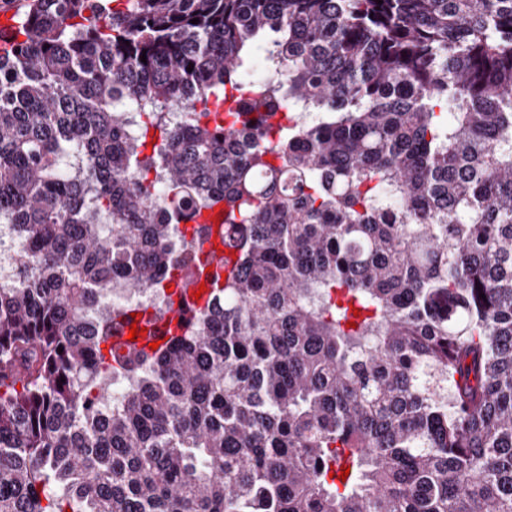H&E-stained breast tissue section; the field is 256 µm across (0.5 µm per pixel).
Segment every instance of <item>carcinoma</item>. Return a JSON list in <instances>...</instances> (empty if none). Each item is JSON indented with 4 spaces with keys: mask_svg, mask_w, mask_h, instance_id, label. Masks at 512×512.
I'll return each mask as SVG.
<instances>
[{
    "mask_svg": "<svg viewBox=\"0 0 512 512\" xmlns=\"http://www.w3.org/2000/svg\"><path fill=\"white\" fill-rule=\"evenodd\" d=\"M112 2L0 33V512H512V0ZM171 291H176L173 296V310L168 313L163 320L157 322L151 329L150 327H146L139 322L140 315H138V317H135V321L133 322L136 323L138 327V335L135 337V342L128 340V330L131 329L132 324L126 327L124 336L121 337L120 341L123 343L134 344L139 349L154 352L162 348L167 343L169 338L172 337V335L178 334V325L182 317V312L179 305L180 298L175 288H171ZM143 327L147 328V332L141 331V328ZM139 332L145 333V336L141 337ZM152 342H159V346L156 348V350H151V347H149V343Z\"/></svg>",
    "mask_w": 512,
    "mask_h": 512,
    "instance_id": "carcinoma-1",
    "label": "carcinoma"
}]
</instances>
